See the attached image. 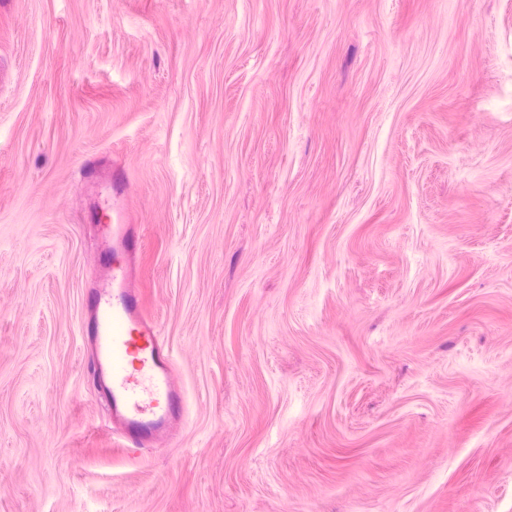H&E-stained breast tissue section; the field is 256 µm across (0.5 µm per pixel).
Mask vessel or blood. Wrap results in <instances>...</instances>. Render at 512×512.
Masks as SVG:
<instances>
[{
  "instance_id": "vessel-or-blood-1",
  "label": "vessel or blood",
  "mask_w": 512,
  "mask_h": 512,
  "mask_svg": "<svg viewBox=\"0 0 512 512\" xmlns=\"http://www.w3.org/2000/svg\"><path fill=\"white\" fill-rule=\"evenodd\" d=\"M143 242L137 224L101 229L103 253L115 256L106 278L84 291L81 334L109 421L127 447H155L181 424L184 395L172 381V356L157 320L144 308L133 261Z\"/></svg>"
}]
</instances>
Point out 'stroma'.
I'll return each instance as SVG.
<instances>
[{
	"instance_id": "obj_1",
	"label": "stroma",
	"mask_w": 512,
	"mask_h": 512,
	"mask_svg": "<svg viewBox=\"0 0 512 512\" xmlns=\"http://www.w3.org/2000/svg\"><path fill=\"white\" fill-rule=\"evenodd\" d=\"M123 215L187 399L136 456ZM0 512H512V0H0ZM143 242L138 224L101 228L102 253L119 257L106 278L84 291L83 343L112 430L126 448H153L181 424L184 395L172 381V356L159 323L144 308L133 261Z\"/></svg>"
}]
</instances>
